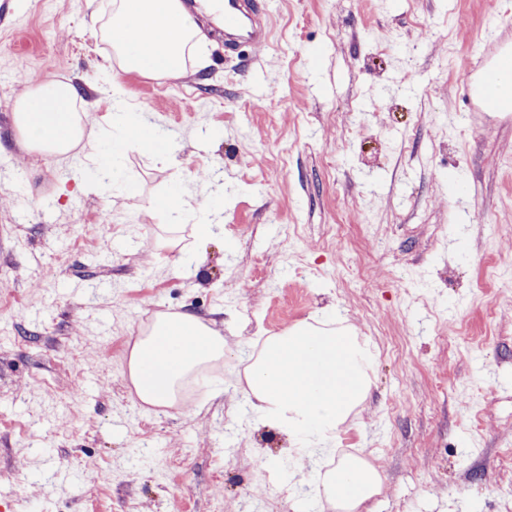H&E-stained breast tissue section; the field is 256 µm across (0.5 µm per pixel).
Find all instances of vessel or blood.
Wrapping results in <instances>:
<instances>
[{
	"label": "vessel or blood",
	"mask_w": 512,
	"mask_h": 512,
	"mask_svg": "<svg viewBox=\"0 0 512 512\" xmlns=\"http://www.w3.org/2000/svg\"><path fill=\"white\" fill-rule=\"evenodd\" d=\"M272 15L263 0H224V46L229 51L247 47L257 51L267 47L271 37ZM503 23L492 20L481 54L462 71L460 88L467 111L492 107L495 83L512 71V41L503 42Z\"/></svg>",
	"instance_id": "obj_1"
}]
</instances>
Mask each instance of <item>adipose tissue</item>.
<instances>
[{"instance_id":"obj_1","label":"adipose tissue","mask_w":512,"mask_h":512,"mask_svg":"<svg viewBox=\"0 0 512 512\" xmlns=\"http://www.w3.org/2000/svg\"><path fill=\"white\" fill-rule=\"evenodd\" d=\"M99 30L109 50L102 72L112 86L115 119L129 126L133 104L120 76L155 79L180 77L187 67L209 66L203 23L224 26L223 0H109ZM93 101L74 85L56 79L24 91L13 104L12 118L27 153L58 166L82 157L91 172L86 188L102 190L124 143L103 152L105 127L92 124ZM168 223H191L198 242L212 238L218 224L208 200L189 206L181 195L157 201ZM223 336L186 313L158 314L137 336L128 359L136 398L152 407L177 401L182 381L200 366L223 359ZM373 354L366 341L345 327L301 321L266 337L245 373L246 395L256 423L305 441L311 454L330 456L336 434L368 396ZM383 485L382 472L363 458L345 455L318 474L316 494L338 512H362Z\"/></svg>"}]
</instances>
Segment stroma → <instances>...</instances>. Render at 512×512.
<instances>
[{
  "instance_id": "1",
  "label": "stroma",
  "mask_w": 512,
  "mask_h": 512,
  "mask_svg": "<svg viewBox=\"0 0 512 512\" xmlns=\"http://www.w3.org/2000/svg\"><path fill=\"white\" fill-rule=\"evenodd\" d=\"M107 0H0V500L6 512H327L312 465L254 425L246 358L329 314L366 339L371 390L336 436L384 482L372 512L512 506V123L462 117L459 75L512 0H269L257 61L210 35L212 64L122 76L140 118L179 143L127 147L107 196L81 164L33 162L12 125L29 72L112 109L93 11ZM278 82L265 95L262 73ZM208 195L200 243L151 210ZM197 259L187 277L172 269ZM219 331L223 361L180 403L141 407L127 373L157 310ZM52 498L43 484L58 469ZM146 131L152 140L150 146H145L142 139L135 136L134 133L133 135L129 133L126 137V140L159 161H165L169 159L176 150V146L173 141L167 136L159 134L153 128L146 129Z\"/></svg>"
}]
</instances>
